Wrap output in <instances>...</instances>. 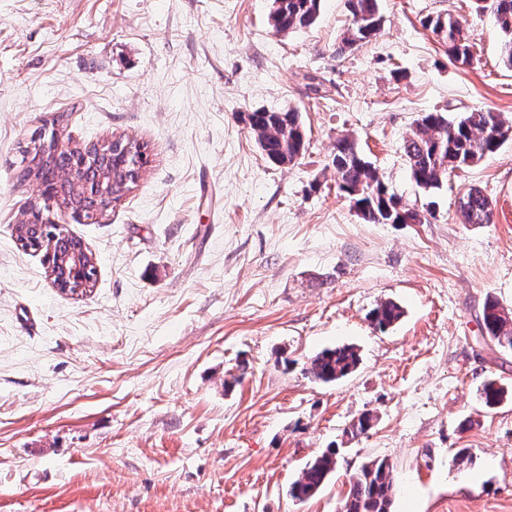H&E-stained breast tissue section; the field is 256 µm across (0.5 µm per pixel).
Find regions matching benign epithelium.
<instances>
[{
  "mask_svg": "<svg viewBox=\"0 0 512 512\" xmlns=\"http://www.w3.org/2000/svg\"><path fill=\"white\" fill-rule=\"evenodd\" d=\"M35 145L52 148V151H65L70 155L71 162L67 166L53 169L48 180L30 178L29 182L37 188L38 199L32 206L26 207L13 225L15 233L22 234L21 244L31 249H46L44 258L54 288L63 294L83 293L90 287V281L80 273L96 266L95 259L89 253L77 250L61 252L56 244L65 243L69 236L62 225L55 220V209L62 204V191L70 190L79 199H90L94 205L85 209L77 204L68 206L74 219L84 221L86 218L98 219L115 203L114 172L112 169H98L97 160L103 154V146L90 145L72 147L65 142L58 123L45 125L34 135ZM113 150L120 155L118 170L123 172L124 182H137L140 168V157L131 142L121 144L114 142ZM50 225L56 229L55 240H35L26 234L33 225Z\"/></svg>",
  "mask_w": 512,
  "mask_h": 512,
  "instance_id": "obj_1",
  "label": "benign epithelium"
}]
</instances>
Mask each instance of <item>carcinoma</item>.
Segmentation results:
<instances>
[{
	"label": "carcinoma",
	"mask_w": 512,
	"mask_h": 512,
	"mask_svg": "<svg viewBox=\"0 0 512 512\" xmlns=\"http://www.w3.org/2000/svg\"><path fill=\"white\" fill-rule=\"evenodd\" d=\"M477 7L491 10L502 35L501 60L512 68V0H476ZM269 15L278 33L312 26L319 15L320 0H273ZM352 16L338 53L377 37L383 26L378 0H346ZM425 28L447 46L448 57L466 64L471 58L469 36L452 16L427 17ZM249 127L261 152L273 163H290L306 149V134L300 112L257 110L248 115ZM512 136V123L490 109H474L454 121L441 112H427L404 140L403 152L410 175L426 202L423 207L411 204L380 179L373 164L363 154L357 141L349 136L336 140L332 166L338 189L354 207L367 210L363 218L375 223L418 224L428 222L427 214L435 204L448 175L478 165ZM459 215L465 224H488L493 215L491 200L478 187L469 188L458 200ZM372 323L381 331L394 327L404 317L403 306L394 301L381 302L371 313ZM483 325L488 336L507 349H512V312L489 299L483 308ZM360 355L355 346L342 344L325 349L310 359L307 374L322 383L336 382L358 366ZM480 398L491 409L508 398L512 389L495 380L486 381ZM339 450L328 448L307 463L290 487V495L305 501L327 483L336 471ZM398 493L392 464L375 458L363 464L349 478V490L342 506L344 512H390Z\"/></svg>",
	"instance_id": "cac0c4a2"
}]
</instances>
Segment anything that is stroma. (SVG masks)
Returning <instances> with one entry per match:
<instances>
[{
  "mask_svg": "<svg viewBox=\"0 0 512 512\" xmlns=\"http://www.w3.org/2000/svg\"><path fill=\"white\" fill-rule=\"evenodd\" d=\"M271 5L0 0V512H337L374 457L401 488L392 512H512V400L479 398L486 381L512 386V351L482 321L486 300L512 311V138L451 174L424 224L365 221L331 164L354 137L413 202L402 145L423 113L512 120L494 17L475 0H380V35L341 54L345 0L281 34ZM448 13L470 63L421 24ZM290 107L307 151L276 165L248 115ZM53 120L71 143L123 135L149 154L98 222L57 216L97 259L79 297L13 230L37 198L23 151ZM472 186L492 223H461ZM387 299L405 315L382 332L370 314ZM339 344L357 369L308 378ZM364 414L371 429L350 438ZM331 445L335 473L293 501ZM360 355L355 346L342 344L325 349L310 359L306 369L309 377L322 383L336 382L358 366ZM338 448H327L300 470L290 487L294 500L305 501L317 494L336 471Z\"/></svg>",
  "mask_w": 512,
  "mask_h": 512,
  "instance_id": "stroma-1",
  "label": "stroma"
}]
</instances>
